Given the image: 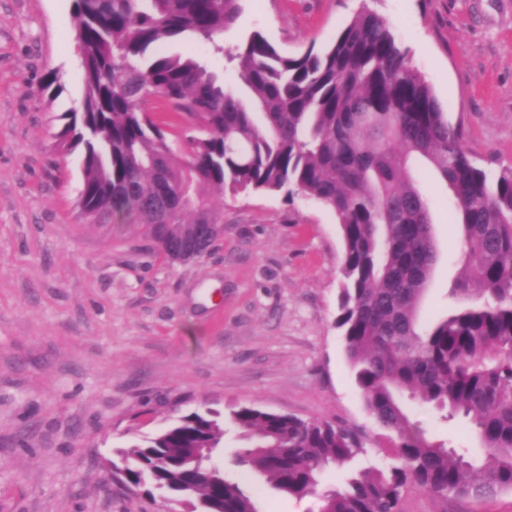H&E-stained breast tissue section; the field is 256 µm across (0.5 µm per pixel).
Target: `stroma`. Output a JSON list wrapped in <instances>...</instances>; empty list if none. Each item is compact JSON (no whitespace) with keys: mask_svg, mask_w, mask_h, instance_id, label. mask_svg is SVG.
Segmentation results:
<instances>
[{"mask_svg":"<svg viewBox=\"0 0 512 512\" xmlns=\"http://www.w3.org/2000/svg\"><path fill=\"white\" fill-rule=\"evenodd\" d=\"M365 3L476 163L512 166V0H237L224 46L258 31L288 55L319 52ZM167 51L240 86L236 63L196 39ZM52 72L53 98L41 90ZM84 93L71 0H0V512H159L160 495L110 468L122 466L121 449L204 408L225 424L215 462L258 512H314L316 501L236 464L240 406L361 428L355 468L386 465L335 326L343 244L333 214L281 192L216 191L224 235L186 263L157 255L135 225L81 222V154L56 149L55 135ZM422 179L439 253L419 310L427 327L448 314L461 236L447 188ZM406 409L433 439L482 456L465 421ZM402 512H512V493L444 502L411 489Z\"/></svg>","mask_w":512,"mask_h":512,"instance_id":"1","label":"stroma"}]
</instances>
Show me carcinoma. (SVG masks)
I'll use <instances>...</instances> for the list:
<instances>
[{
	"label": "carcinoma",
	"mask_w": 512,
	"mask_h": 512,
	"mask_svg": "<svg viewBox=\"0 0 512 512\" xmlns=\"http://www.w3.org/2000/svg\"><path fill=\"white\" fill-rule=\"evenodd\" d=\"M72 9L85 94L57 137L82 147L84 219L145 225L168 261L183 236L210 229L208 249L224 232L215 187L314 199L339 225L336 328L391 462L323 490L325 469L366 453L362 432L241 406L231 414L248 442L238 463L317 498V512H400L410 488L441 500L512 492V167L476 164L387 21L364 6L324 51L288 56L258 31L224 51L218 36L236 0H72ZM189 36L237 61L248 99L194 57L162 50ZM152 97L187 109V159L143 109ZM421 161L450 191L463 269L449 288L456 306L426 329L418 308L439 255ZM405 396L465 420L484 457L430 438ZM223 436L218 413L194 411L120 454L131 482L148 479L176 502L257 512L220 467L195 466L194 450Z\"/></svg>",
	"instance_id": "1"
}]
</instances>
